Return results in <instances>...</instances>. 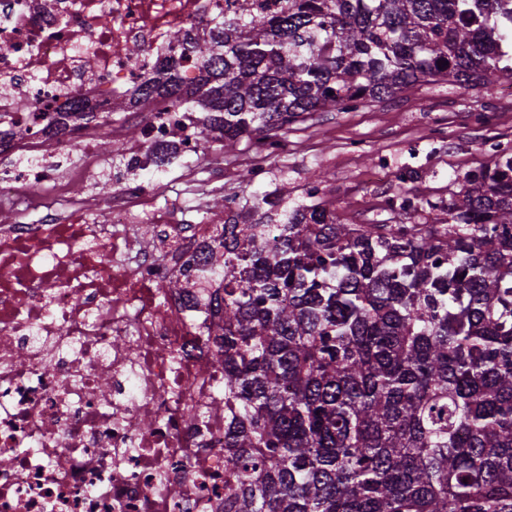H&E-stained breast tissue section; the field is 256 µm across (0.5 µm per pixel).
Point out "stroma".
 Masks as SVG:
<instances>
[{
  "label": "stroma",
  "instance_id": "1",
  "mask_svg": "<svg viewBox=\"0 0 512 512\" xmlns=\"http://www.w3.org/2000/svg\"><path fill=\"white\" fill-rule=\"evenodd\" d=\"M283 141V151L266 172L247 184L241 181L250 169L252 145L246 141L229 152L210 144L205 158L183 156L159 174L126 168L98 146L88 154L73 147L61 178L71 203L98 214L113 201L102 194V185H115L122 177H157L164 190L156 207L181 212L190 224L214 220L212 203L219 196L242 204L274 191L293 207L315 185L342 222L392 224L401 215L388 209L387 198L406 194L428 210L457 175L494 162L487 144L512 149V87L425 83L346 112L304 115L285 129ZM377 167L384 168L385 182L369 180Z\"/></svg>",
  "mask_w": 512,
  "mask_h": 512
}]
</instances>
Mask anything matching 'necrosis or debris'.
I'll use <instances>...</instances> for the list:
<instances>
[{
	"label": "necrosis or debris",
	"mask_w": 512,
	"mask_h": 512,
	"mask_svg": "<svg viewBox=\"0 0 512 512\" xmlns=\"http://www.w3.org/2000/svg\"><path fill=\"white\" fill-rule=\"evenodd\" d=\"M228 7L0 0V158L28 160L0 169V202L43 214L0 225V512H224L216 320L186 281L187 263L207 271L215 225L168 223L155 184L121 182L124 201L102 221L43 192L59 181L54 159L97 138L113 99L180 65L173 34L208 29ZM143 115L144 166L195 137L166 100ZM175 279L182 295L165 294Z\"/></svg>",
	"instance_id": "4bbe7bcc"
}]
</instances>
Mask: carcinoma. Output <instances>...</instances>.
<instances>
[{
    "mask_svg": "<svg viewBox=\"0 0 512 512\" xmlns=\"http://www.w3.org/2000/svg\"><path fill=\"white\" fill-rule=\"evenodd\" d=\"M175 39L195 82L136 96L201 108L195 155L425 82L512 84V0H233ZM453 185L440 224H344L316 187L224 206V512H512V154Z\"/></svg>",
    "mask_w": 512,
    "mask_h": 512,
    "instance_id": "obj_1",
    "label": "carcinoma"
}]
</instances>
